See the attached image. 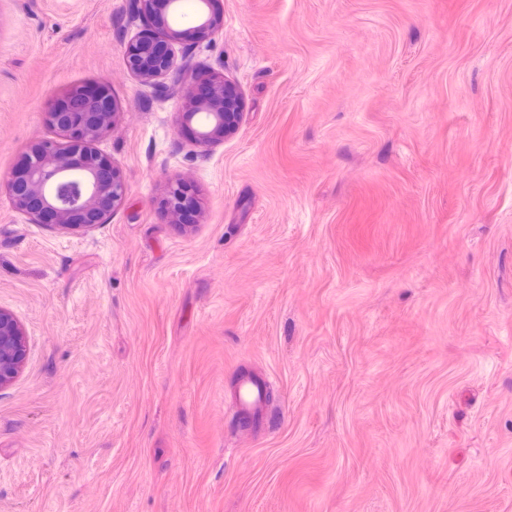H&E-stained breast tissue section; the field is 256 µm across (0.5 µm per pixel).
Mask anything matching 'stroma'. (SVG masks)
<instances>
[{"instance_id": "obj_1", "label": "stroma", "mask_w": 512, "mask_h": 512, "mask_svg": "<svg viewBox=\"0 0 512 512\" xmlns=\"http://www.w3.org/2000/svg\"><path fill=\"white\" fill-rule=\"evenodd\" d=\"M140 7L0 0V512H512V0H213L186 55L244 115L206 148L128 68ZM96 83L124 198L34 223L8 176ZM27 355L24 329L9 311L0 308V388L22 370ZM262 382H257L250 377H242L238 383V396L236 399V413L240 419L245 415L254 416L258 413Z\"/></svg>"}]
</instances>
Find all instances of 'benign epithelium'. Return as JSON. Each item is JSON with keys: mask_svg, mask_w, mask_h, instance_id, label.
<instances>
[{"mask_svg": "<svg viewBox=\"0 0 512 512\" xmlns=\"http://www.w3.org/2000/svg\"><path fill=\"white\" fill-rule=\"evenodd\" d=\"M182 0H143L144 12L156 11L175 19ZM220 22L211 13L198 12L197 24L185 29H170L163 44L135 40L127 47L130 71L143 81L167 78L174 69L177 42L213 35ZM196 88H206L196 109L183 113L192 120L205 114L196 143L207 147L233 134L242 117V99L236 86L217 80L188 64ZM67 107L53 109V124L67 132L70 143L61 148L50 140L40 141L24 154L22 166L8 179L15 208L37 224L79 230L102 224L123 198L124 182L112 160L98 153L93 143L112 127L115 103L109 88L92 84L62 97ZM27 355L24 329L9 311L0 308V388L10 384L22 370Z\"/></svg>", "mask_w": 512, "mask_h": 512, "instance_id": "obj_1", "label": "benign epithelium"}]
</instances>
